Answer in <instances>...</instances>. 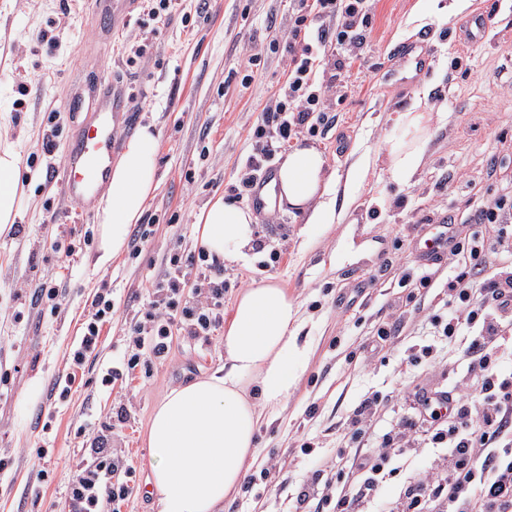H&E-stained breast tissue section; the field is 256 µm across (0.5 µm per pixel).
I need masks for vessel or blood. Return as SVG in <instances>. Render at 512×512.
Here are the masks:
<instances>
[{"label":"vessel or blood","mask_w":512,"mask_h":512,"mask_svg":"<svg viewBox=\"0 0 512 512\" xmlns=\"http://www.w3.org/2000/svg\"><path fill=\"white\" fill-rule=\"evenodd\" d=\"M97 23L117 21L132 11L135 0H94ZM78 123L76 135L64 149L62 168H47L45 179L50 184H60L62 190L84 211H91L99 192L107 187L112 153L119 134L131 130L134 119L125 108V94L121 88L110 87L103 91L97 107L90 112L77 111L68 105ZM274 163H267L248 187L246 195L251 207L260 214L277 210L273 196Z\"/></svg>","instance_id":"obj_1"}]
</instances>
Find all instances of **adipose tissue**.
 Masks as SVG:
<instances>
[{
    "instance_id": "ef3b65f1",
    "label": "adipose tissue",
    "mask_w": 512,
    "mask_h": 512,
    "mask_svg": "<svg viewBox=\"0 0 512 512\" xmlns=\"http://www.w3.org/2000/svg\"><path fill=\"white\" fill-rule=\"evenodd\" d=\"M432 115L420 106L397 113L382 161L391 182L409 183L422 167ZM158 133L146 125L125 144L98 198L97 265L118 256L129 225L138 223L157 187ZM22 160L0 140V237L17 218L23 191ZM323 152L298 144L281 162L276 178L280 206L310 224L342 223L337 186ZM251 209L217 198L197 217L207 253L235 260L253 238ZM298 309L286 288L264 280L242 290L224 325V370L173 388L155 406L148 432L149 493L158 512H218L243 482L258 456L257 435L267 412L291 392L297 373L288 364L303 353Z\"/></svg>"
}]
</instances>
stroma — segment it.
Returning <instances> with one entry per match:
<instances>
[{
  "label": "stroma",
  "mask_w": 512,
  "mask_h": 512,
  "mask_svg": "<svg viewBox=\"0 0 512 512\" xmlns=\"http://www.w3.org/2000/svg\"><path fill=\"white\" fill-rule=\"evenodd\" d=\"M370 0L366 44L338 82L316 133L298 142L324 152L330 170L346 178L361 157L372 162L357 199L340 224H307L279 209L275 223L257 218L242 257L223 262L224 307L266 279L286 288L300 307L305 364L274 422L259 436V462L223 512H333L339 494L364 481L332 482L337 458L380 448L409 397L422 387L466 380L470 330L443 337L447 259L425 263L420 248L437 223L474 230L481 204L512 176V0ZM93 0H0V125L22 158L25 191L19 217L0 238V512H63L68 465L104 428L135 472L121 512H157L147 489L145 434L156 404L171 389L224 364L223 330L202 343L173 333L167 360L140 377L103 386L107 367L131 352V328L173 251L196 254V217L216 197L235 198L241 171L256 155L253 136L269 100L288 79L291 0H171L161 18L139 0L128 23L96 29ZM493 24L489 39L468 41L474 14ZM430 35L426 69L406 83L396 77L398 49ZM149 54L135 57L137 44ZM257 64H247L249 55ZM122 85L127 111L159 133L157 188L141 222L130 225L124 251L95 266L94 214L47 184V165H61L71 131L65 104L93 79ZM431 112V139L420 173L408 185L391 182L377 157L395 113L413 102ZM53 153H45L46 137ZM73 256H66V249ZM429 287H421L422 276ZM55 286L54 303L41 301ZM112 291V318L81 370L72 354L101 288ZM387 330L380 343L378 330ZM77 378L66 398L53 387ZM375 406L361 436L351 420L364 400ZM129 402L125 425L111 427L112 409ZM45 449L37 458V449ZM442 446L429 442L398 451L390 475L367 496L363 512L402 503L416 474L433 465ZM310 497H302L304 489Z\"/></svg>",
  "instance_id": "stroma-1"
}]
</instances>
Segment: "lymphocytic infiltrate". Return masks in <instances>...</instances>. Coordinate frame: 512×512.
Returning a JSON list of instances; mask_svg holds the SVG:
<instances>
[{
  "instance_id": "f902f5d3",
  "label": "lymphocytic infiltrate",
  "mask_w": 512,
  "mask_h": 512,
  "mask_svg": "<svg viewBox=\"0 0 512 512\" xmlns=\"http://www.w3.org/2000/svg\"><path fill=\"white\" fill-rule=\"evenodd\" d=\"M296 17L288 34L292 50L288 85L283 98L271 101L253 135L261 139L260 154L250 157L242 185H250L264 163L293 136L313 130L314 117L323 112L334 81L317 83V68L326 58L328 40H335L341 56L335 70L351 66L365 43L367 0H296ZM315 19L335 21L334 36L311 32ZM481 228L466 243L455 235L445 242L449 256L464 255L448 284L451 309L442 329L455 336L464 326L477 327L469 348L468 370L478 377L479 391L455 386L449 391L425 389L414 399V418L402 421L398 434L406 448L424 438L447 443L448 452L416 482L402 512H512V381L503 378L498 352L512 331V263L501 265L498 255L512 248V192L498 195L480 208ZM196 270L194 288H187L184 266ZM93 313L72 357L81 367L95 351L103 323L112 318V300L100 292ZM224 321V270L197 263L195 257L171 255L164 275L153 288L141 321L132 327L135 352L107 368L103 385L132 377L142 355L163 362L173 330L209 341ZM90 462L69 469L66 512H100L101 502L116 505L130 494L133 471L116 449L98 446Z\"/></svg>"
}]
</instances>
